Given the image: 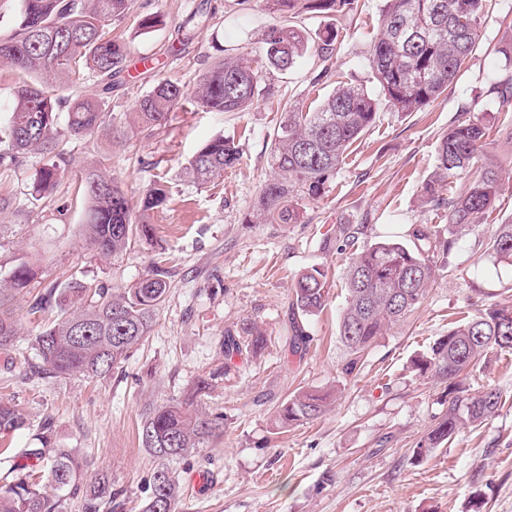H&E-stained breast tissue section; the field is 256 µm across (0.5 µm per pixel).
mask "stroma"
I'll list each match as a JSON object with an SVG mask.
<instances>
[{
	"mask_svg": "<svg viewBox=\"0 0 512 512\" xmlns=\"http://www.w3.org/2000/svg\"><path fill=\"white\" fill-rule=\"evenodd\" d=\"M383 4L357 0L352 11L291 15L270 10L268 0H131L116 27L128 51V77L106 100L94 133L61 137L51 200L31 194L40 155L0 169V196L9 200L0 210V282L23 264L37 272L11 302L18 336L0 350V400L28 418L25 429L0 442V482L15 479L13 465L39 447L48 419L54 447L94 460L123 490L125 512H141L158 465L139 440L144 420L216 370L220 376L198 409L223 414L224 431L174 463L184 489L177 512H512V400L419 462L413 450L446 411L448 384L410 370L415 356L473 313L475 301L512 306V268L494 266L486 253L498 224L512 220V131L500 128L503 106L492 91L493 79L507 73L498 48L512 44V0H491L477 51L437 101L417 112L380 103L375 124L351 146L321 197L294 199L300 222L258 219L260 191L273 176L270 151L288 107L320 103L340 80L378 94L365 60ZM196 13L208 21L183 41L178 28ZM146 15L159 17V25L140 29ZM282 25L302 28L307 49L288 70L262 73L259 94L245 111L177 109L150 133L130 125L135 103L157 80L195 87L224 48L252 64L268 30ZM332 32L335 50L321 59L319 44ZM461 116L487 128L482 160L499 166L503 189L482 223L453 236L445 211L423 203L421 189L435 169L441 136ZM218 135L234 141L238 163L215 183L189 182L185 162ZM95 165L107 169L134 205L154 175L166 173L170 200L150 217L157 246L136 239L114 258L89 246L78 182ZM413 224L453 240L448 265L420 306L365 352L359 371L344 374L338 321L348 253L338 229H360V241L369 242L406 234ZM160 260L168 270L166 300L148 341L123 367L94 379L26 377L31 342L55 317L30 315L35 298L68 279L116 295ZM315 267L328 273L329 298L304 321L311 341L299 359L288 352L293 287ZM246 327L264 333V348L225 363L226 334ZM461 386L470 395L490 387L512 393V355L489 352ZM305 390L330 392L326 412L278 427L282 403Z\"/></svg>",
	"mask_w": 512,
	"mask_h": 512,
	"instance_id": "stroma-1",
	"label": "stroma"
}]
</instances>
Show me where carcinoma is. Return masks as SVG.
Instances as JSON below:
<instances>
[{
    "label": "carcinoma",
    "mask_w": 512,
    "mask_h": 512,
    "mask_svg": "<svg viewBox=\"0 0 512 512\" xmlns=\"http://www.w3.org/2000/svg\"><path fill=\"white\" fill-rule=\"evenodd\" d=\"M275 11L330 13L353 8L355 0H269ZM487 0H384L380 32L368 55V65L380 92L400 112H415L435 102L467 64L479 45L482 14ZM130 0H24L12 34L0 39V61L34 77L13 89L8 123L0 127V168L19 164L31 151L42 154L33 190L47 197L57 185L54 151L63 132L72 136L93 133L102 123V106L112 89L123 83L127 49L112 37V24L123 19ZM307 46L305 32L295 26L269 29L263 63L274 70L292 67ZM41 77L73 87L92 81L89 98H65L50 93ZM258 94L254 70L226 58L206 70L197 86L188 90L163 79L139 99L132 112L135 124L152 130L176 108L209 112H242ZM378 99L363 87L339 81L336 90L314 109L292 105L283 113L278 142L270 153L276 176L261 190L258 217L268 224L296 223L299 212L292 200L303 193L318 198L344 155L375 122ZM66 114V129L59 127ZM484 126L459 119L448 128L437 149L436 169L422 189L425 202L448 209V226L457 232L481 223L502 190L497 167L479 162L486 145ZM239 152L222 135L205 142L185 163L183 173L202 186L224 176L235 166ZM465 187L456 196L442 189L458 180ZM78 191L87 200L86 238L103 255L115 256L132 240H154L151 213L169 200L168 182L158 177L133 209L114 178L101 170H86ZM360 229L340 228L354 251L343 269L346 303L338 336L348 352L343 373L361 367L365 351L387 328L405 320L424 299L436 273L447 265L449 247L437 241L428 225L408 230L409 241L388 236L357 245ZM487 254L497 264L512 266V221L499 225L487 242ZM36 271L17 267L9 283L0 287V348L13 344L16 325L5 303V293L27 287ZM167 270L156 265L118 298L93 284L71 280L54 285L34 300L30 314L39 317L55 308L57 317L34 337L33 376L99 377L126 361L148 339L154 317L167 296ZM327 274L313 268L298 277L293 304L306 315L327 303ZM265 337L253 328L243 335L224 337V359L262 348ZM512 354V307L490 304L448 328L413 361V371L428 373L458 386L459 378L476 367L487 351ZM219 373L198 377L187 397L154 410L143 422V448L160 460L148 480L149 496L143 512H176L181 487L170 469L195 448H205L223 431L224 416L202 414L197 398L207 394ZM512 396L490 388L474 397L456 395L448 409L419 442L415 459L421 461L448 441L466 423L480 424L493 416ZM327 395L298 392L283 404L280 423L310 422L325 411ZM27 417L14 404L0 401V439L26 428ZM51 422L43 424L41 447L24 453L16 466L25 476L0 486V512H59L61 498L79 497L84 512H123L122 493L112 488L108 475L95 471L94 462L64 448L50 447ZM57 491L50 496L38 479Z\"/></svg>",
    "instance_id": "cac0c4a2"
}]
</instances>
